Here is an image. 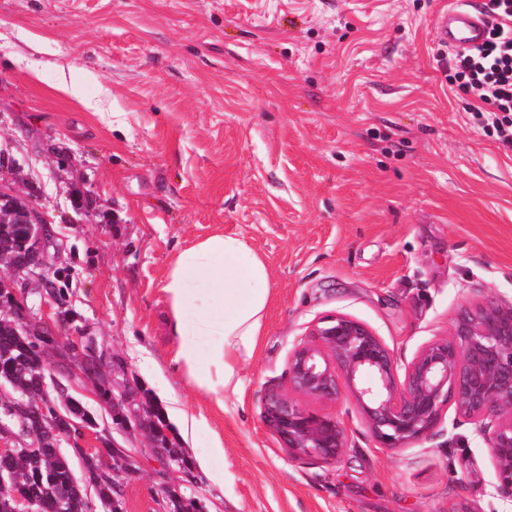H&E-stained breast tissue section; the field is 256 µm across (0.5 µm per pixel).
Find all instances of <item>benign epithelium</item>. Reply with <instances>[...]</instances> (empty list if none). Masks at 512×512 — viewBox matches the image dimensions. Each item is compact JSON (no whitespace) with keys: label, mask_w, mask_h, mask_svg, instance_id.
Listing matches in <instances>:
<instances>
[{"label":"benign epithelium","mask_w":512,"mask_h":512,"mask_svg":"<svg viewBox=\"0 0 512 512\" xmlns=\"http://www.w3.org/2000/svg\"><path fill=\"white\" fill-rule=\"evenodd\" d=\"M31 234L19 249L21 257L0 249L8 275L0 285L10 289L12 303L0 310L27 332L34 323L27 297L55 301L46 258L58 248L34 203L24 210ZM79 367L99 364L97 344L86 337ZM289 393L268 392L261 417L295 459L336 462L349 447L348 431L336 416L309 411L299 398L353 402L372 438L380 447L405 448L440 435L439 427L454 406L456 415L475 425L487 443L495 471L497 494L512 501V300H489L462 307L452 333L422 347L399 372L392 353L366 323L343 313L319 318L298 340L288 357ZM128 408L125 417L145 421L144 411L126 392L113 397ZM18 448L0 438V484L10 480L6 465ZM78 455L98 460V476L109 474L111 457L88 448ZM10 512H61L62 501L51 490L38 500L13 494Z\"/></svg>","instance_id":"obj_1"}]
</instances>
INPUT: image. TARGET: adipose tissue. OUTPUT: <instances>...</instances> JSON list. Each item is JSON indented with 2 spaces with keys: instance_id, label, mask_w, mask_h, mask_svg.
<instances>
[{
  "instance_id": "1",
  "label": "adipose tissue",
  "mask_w": 512,
  "mask_h": 512,
  "mask_svg": "<svg viewBox=\"0 0 512 512\" xmlns=\"http://www.w3.org/2000/svg\"><path fill=\"white\" fill-rule=\"evenodd\" d=\"M269 284L264 259L237 235H210L170 263L162 290L177 340L174 360L197 392L219 403L237 392L263 326ZM152 386L177 440L194 444L203 419L185 410L160 378Z\"/></svg>"
}]
</instances>
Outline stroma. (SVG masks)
Instances as JSON below:
<instances>
[{"mask_svg": "<svg viewBox=\"0 0 512 512\" xmlns=\"http://www.w3.org/2000/svg\"><path fill=\"white\" fill-rule=\"evenodd\" d=\"M449 0H0V184L35 198L61 251L70 314L29 297L61 341L95 337L116 382L161 371L224 443L223 487L175 470L124 431L76 374L95 417L64 453L112 444L122 512L235 501L238 512H512L487 443L391 451L357 408L335 463L292 460L261 419L288 355L330 313L367 323L399 364L449 337L461 306L512 298V149L480 128L433 35ZM223 231L266 260L271 297L238 395L197 393L174 361L161 290L177 250Z\"/></svg>", "mask_w": 512, "mask_h": 512, "instance_id": "1", "label": "stroma"}]
</instances>
